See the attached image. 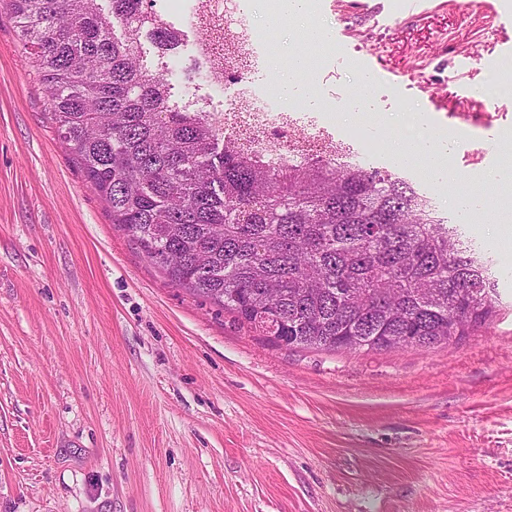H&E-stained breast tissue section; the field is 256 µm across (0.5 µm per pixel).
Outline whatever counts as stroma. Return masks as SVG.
Instances as JSON below:
<instances>
[{"mask_svg": "<svg viewBox=\"0 0 512 512\" xmlns=\"http://www.w3.org/2000/svg\"><path fill=\"white\" fill-rule=\"evenodd\" d=\"M317 98L364 97L369 128L425 112L453 178L419 179L491 262L500 310L430 349L278 347L172 284L61 143L0 9V512H512V235L448 205L499 166L512 99L507 0H314ZM378 58L389 78L363 84ZM489 88L498 98L512 97V59H502L492 72Z\"/></svg>", "mask_w": 512, "mask_h": 512, "instance_id": "1", "label": "stroma"}]
</instances>
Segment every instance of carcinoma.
Wrapping results in <instances>:
<instances>
[{"label": "carcinoma", "instance_id": "carcinoma-1", "mask_svg": "<svg viewBox=\"0 0 512 512\" xmlns=\"http://www.w3.org/2000/svg\"><path fill=\"white\" fill-rule=\"evenodd\" d=\"M0 6L73 161L175 285L286 348H431L495 316L489 260L410 183L339 161V142L292 161L250 156L183 105L155 0Z\"/></svg>", "mask_w": 512, "mask_h": 512}]
</instances>
